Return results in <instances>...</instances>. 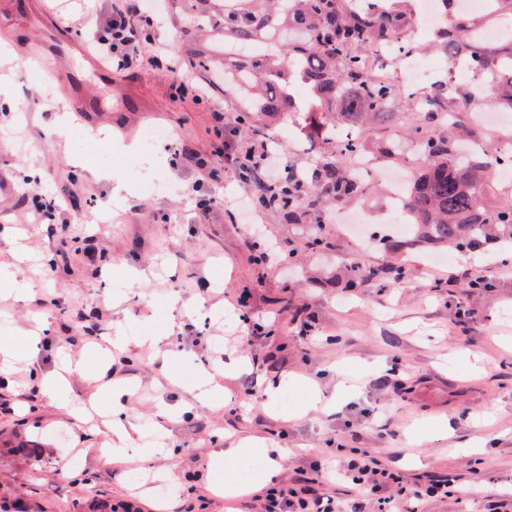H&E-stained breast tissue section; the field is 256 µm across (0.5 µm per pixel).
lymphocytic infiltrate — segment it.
Returning <instances> with one entry per match:
<instances>
[{
    "instance_id": "obj_1",
    "label": "lymphocytic infiltrate",
    "mask_w": 512,
    "mask_h": 512,
    "mask_svg": "<svg viewBox=\"0 0 512 512\" xmlns=\"http://www.w3.org/2000/svg\"><path fill=\"white\" fill-rule=\"evenodd\" d=\"M151 0H112L108 18L95 30L92 41L97 52L117 70L130 71L148 65H163L179 76L178 94L201 101L208 89L197 73L181 60L172 58L160 40L163 23L153 11ZM233 159L242 172L254 173L251 195H259L266 175L284 164L267 140L249 142L246 147L231 145ZM353 484L354 496L348 504L317 493L320 485ZM448 497L479 501L486 512H500L505 501L512 500V490L492 494L474 480L460 478L432 480L423 487L411 488L395 468L362 448H340L336 464L325 468L311 462L308 470L287 482L262 489L257 499L260 512H398L397 504L406 497Z\"/></svg>"
}]
</instances>
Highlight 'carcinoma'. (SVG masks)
I'll list each match as a JSON object with an SVG mask.
<instances>
[{"label": "carcinoma", "mask_w": 512, "mask_h": 512, "mask_svg": "<svg viewBox=\"0 0 512 512\" xmlns=\"http://www.w3.org/2000/svg\"><path fill=\"white\" fill-rule=\"evenodd\" d=\"M172 7L191 23L190 33L206 31L214 44L200 47L190 41L196 66L207 74L215 69L245 93L258 92L262 112L277 118L295 108V100L282 94L280 82L289 74L298 76L301 88L318 110L315 136L320 143L316 164L299 169L290 164L260 200L288 214V219L306 225V243L325 244L321 207L347 203L363 187L351 159L368 153L363 137L336 140V129L361 131L364 124L384 118L398 95L390 82L373 79L362 53L376 51L406 38L408 21L388 0H377L344 13L340 0H171ZM484 27L474 18L452 12L447 27L438 32L446 40L448 56H458L457 41L468 42L465 57L471 72L488 79L494 107L512 112V31L488 42ZM442 95H424L409 102V108L426 114L428 124L412 135L422 145L423 164L405 199V214L411 221L410 238H386L383 246L397 252L413 244L435 250L453 248L470 252L487 245L512 244V200L492 203L485 188L497 170L512 166V158L480 150L469 153L461 136L468 133L466 115L457 110L453 88H448V106ZM438 125L448 133L430 134ZM402 270L384 265H353L347 270L346 288L356 285L382 288L399 279ZM0 447L36 463L42 460L41 445L17 438Z\"/></svg>", "instance_id": "1"}]
</instances>
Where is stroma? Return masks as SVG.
Listing matches in <instances>:
<instances>
[{
    "mask_svg": "<svg viewBox=\"0 0 512 512\" xmlns=\"http://www.w3.org/2000/svg\"><path fill=\"white\" fill-rule=\"evenodd\" d=\"M24 2L0 0V45L43 35V11L25 13ZM436 42L431 32L408 39L427 65L422 93L448 82ZM29 72L19 49L0 58V78L7 80L0 96V265L18 266V278L33 284L20 304L0 281V339L46 317L42 372L71 357L83 359L84 370L54 389L26 367L0 378V431L43 444L40 463L0 459L6 512H89L91 488L100 503L123 501L135 512H258L253 492L265 481L252 456L243 460L251 492L227 500L213 490L224 469L211 453L239 438L280 447L282 480L315 458L332 466L341 444L386 458L414 484L449 475L494 489L512 486V256L465 253L461 265L487 281L476 290L459 280L436 284L433 250L371 249L330 220L329 247H306L301 226L254 202L238 169L224 160L225 141L246 135L217 134L213 109L233 121L260 111L259 98L219 84L196 102L175 96L178 76L166 68L116 71L106 79L67 52L58 59L53 90ZM411 92L402 89L401 101L366 140L372 148L393 147L389 166L413 172L422 152L411 128L425 115L405 106ZM78 99L87 111H71ZM102 101L111 111H95ZM303 122L301 114L288 115L269 135L308 166L318 159L319 142L302 133ZM155 128L169 137L144 150L143 137ZM190 152L206 158L208 168L189 162ZM117 181L130 190L120 202L112 197ZM158 181L164 191H156ZM34 193L56 201L54 221L34 223ZM203 198L212 202L206 218L197 208ZM267 244L279 245L281 255L256 264ZM384 262L410 273L383 288L351 292L335 283L354 264ZM199 298L206 315L171 326L173 302ZM256 322L272 325L271 334L252 336ZM162 331L170 349L192 352V360L161 369L138 341ZM118 337L129 348L113 352L112 373L134 390L127 423L139 434L157 426L161 402L170 416L164 440H142L136 454L108 462L112 405L86 375L97 367L94 347ZM203 369L220 388L219 401H193ZM250 379L253 396L245 392ZM270 383L282 386L272 404L259 395ZM313 386L331 406L295 417ZM72 456L79 463L70 468ZM145 466L173 472L165 502L130 485L131 468ZM17 489L25 501L14 499Z\"/></svg>",
    "mask_w": 512,
    "mask_h": 512,
    "instance_id": "obj_1",
    "label": "stroma"
}]
</instances>
